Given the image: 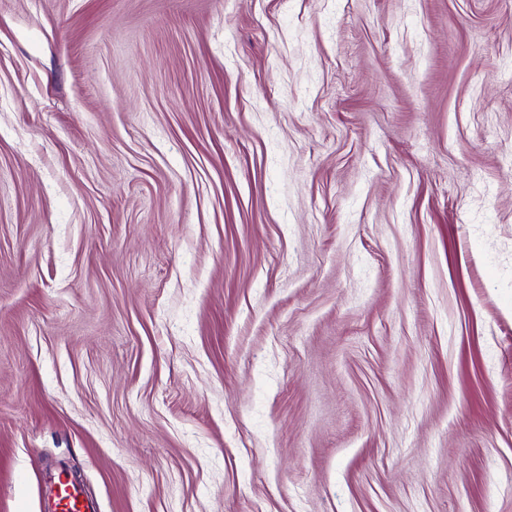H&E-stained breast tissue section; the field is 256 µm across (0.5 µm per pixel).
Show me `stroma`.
<instances>
[{"instance_id":"1","label":"stroma","mask_w":512,"mask_h":512,"mask_svg":"<svg viewBox=\"0 0 512 512\" xmlns=\"http://www.w3.org/2000/svg\"><path fill=\"white\" fill-rule=\"evenodd\" d=\"M512 512V0H0V512ZM54 492V512H92L93 507L83 497L74 481L58 479Z\"/></svg>"}]
</instances>
